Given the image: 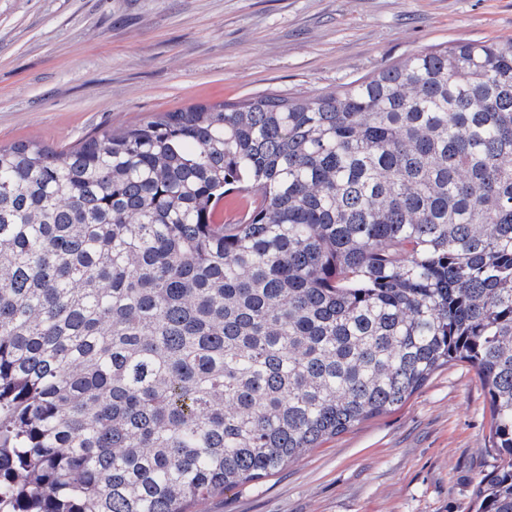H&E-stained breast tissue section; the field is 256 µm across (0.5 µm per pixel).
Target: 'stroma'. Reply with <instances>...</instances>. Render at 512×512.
<instances>
[{
	"instance_id": "35a3bbf8",
	"label": "stroma",
	"mask_w": 512,
	"mask_h": 512,
	"mask_svg": "<svg viewBox=\"0 0 512 512\" xmlns=\"http://www.w3.org/2000/svg\"><path fill=\"white\" fill-rule=\"evenodd\" d=\"M512 38V0H0V145L67 147L195 104L338 89L456 40ZM464 362L261 482L190 512H470L497 464Z\"/></svg>"
}]
</instances>
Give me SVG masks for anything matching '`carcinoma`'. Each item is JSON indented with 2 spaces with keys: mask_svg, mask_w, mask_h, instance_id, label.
Returning <instances> with one entry per match:
<instances>
[{
  "mask_svg": "<svg viewBox=\"0 0 512 512\" xmlns=\"http://www.w3.org/2000/svg\"><path fill=\"white\" fill-rule=\"evenodd\" d=\"M455 360L512 512V38L0 145V512H189Z\"/></svg>",
  "mask_w": 512,
  "mask_h": 512,
  "instance_id": "obj_1",
  "label": "carcinoma"
}]
</instances>
